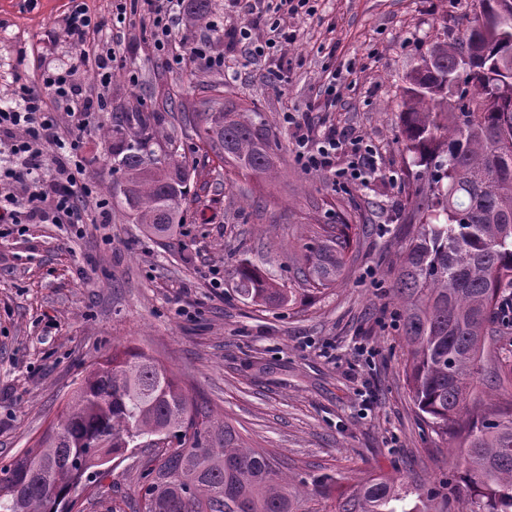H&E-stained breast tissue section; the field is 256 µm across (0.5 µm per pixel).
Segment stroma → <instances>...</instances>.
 <instances>
[{"mask_svg": "<svg viewBox=\"0 0 512 512\" xmlns=\"http://www.w3.org/2000/svg\"><path fill=\"white\" fill-rule=\"evenodd\" d=\"M116 54L112 81L79 82L101 96L92 124L116 125L140 106L177 96L187 70L169 62L140 15L116 20L119 0H82ZM473 0H313V14L280 17L296 35L253 58L228 33L270 36L262 8L213 0L231 66L194 64L228 98L256 102L287 144L284 113L313 136L336 129L375 151L368 186L343 185L283 154L279 177L218 175V159L189 150L196 172L185 224L158 240L118 212L72 233L65 224H0V459L32 445L90 366L112 349L141 348L223 408L251 448L343 485L395 478L427 489L452 475L453 437L435 433L405 375L406 348L391 289L417 177L397 140L402 89L436 37L456 38ZM72 0H0V100L41 82V65L77 52L65 32ZM336 96L328 98L329 73ZM88 176L112 198V142L96 139ZM351 224L357 239L335 286L270 309L244 301L236 267L262 264L298 289L301 246L319 224ZM84 512H133L138 480L124 461Z\"/></svg>", "mask_w": 512, "mask_h": 512, "instance_id": "35a3bbf8", "label": "stroma"}]
</instances>
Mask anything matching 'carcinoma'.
<instances>
[{"mask_svg": "<svg viewBox=\"0 0 512 512\" xmlns=\"http://www.w3.org/2000/svg\"><path fill=\"white\" fill-rule=\"evenodd\" d=\"M212 0H191V22L208 19ZM484 55L462 66L471 46ZM512 64V17L478 14L462 37L438 39L406 78L398 140L420 172L418 200L398 257L394 297L407 346L405 372L415 405L438 434L460 440L453 494L460 512H512V363L496 374L502 401L473 412L501 290L512 284V83L488 78ZM186 87L203 110L180 104L190 137L243 175L275 178L280 142H271L256 103L224 100V83L195 72ZM112 143V207L155 237L184 223L192 174L186 153L159 130L156 112H137ZM348 224H322L304 244L296 277L313 290L342 275ZM239 295L282 308L294 289L252 261L236 270ZM139 440H162L138 470L136 512H428L448 499V482L407 503L408 489L382 477L342 489L328 473H284L210 400L193 395L157 357L114 350L86 372L34 444L0 464V512H72V492L101 489L102 466Z\"/></svg>", "mask_w": 512, "mask_h": 512, "instance_id": "1", "label": "carcinoma"}]
</instances>
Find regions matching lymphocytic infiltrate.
Wrapping results in <instances>:
<instances>
[{
  "label": "lymphocytic infiltrate",
  "mask_w": 512,
  "mask_h": 512,
  "mask_svg": "<svg viewBox=\"0 0 512 512\" xmlns=\"http://www.w3.org/2000/svg\"><path fill=\"white\" fill-rule=\"evenodd\" d=\"M184 0H143V18L150 24L159 46L172 45ZM66 32L81 50L66 63L47 64L42 83L23 88L12 105L0 107V137L12 141L10 167L0 169V224H68L78 226L89 219L87 202L93 195L87 178L83 148L89 137V122L82 111L72 110V128L62 132L59 109L69 108L81 96L76 78L95 70L100 85L112 80L116 56L108 42L100 40V24L82 7L67 18ZM285 121L292 128L295 156L307 170L333 173L343 183L364 185L374 173V155L361 137L329 131L313 140L294 115ZM349 152L347 167L334 168L337 153Z\"/></svg>",
  "instance_id": "1"
}]
</instances>
